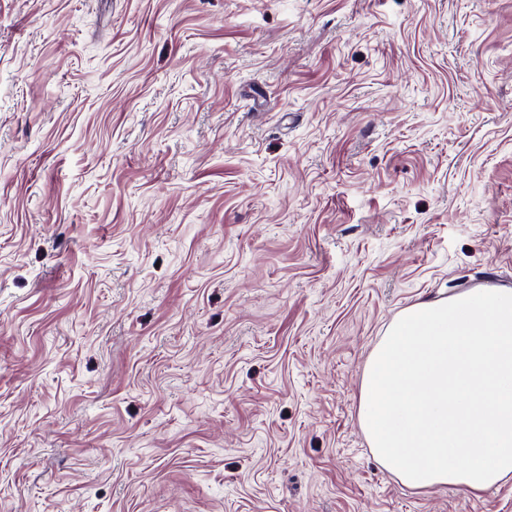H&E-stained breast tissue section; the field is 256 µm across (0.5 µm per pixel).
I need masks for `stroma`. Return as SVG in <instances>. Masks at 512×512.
<instances>
[{
	"mask_svg": "<svg viewBox=\"0 0 512 512\" xmlns=\"http://www.w3.org/2000/svg\"><path fill=\"white\" fill-rule=\"evenodd\" d=\"M512 288V0H0V512H512L358 420L403 309Z\"/></svg>",
	"mask_w": 512,
	"mask_h": 512,
	"instance_id": "obj_1",
	"label": "stroma"
}]
</instances>
